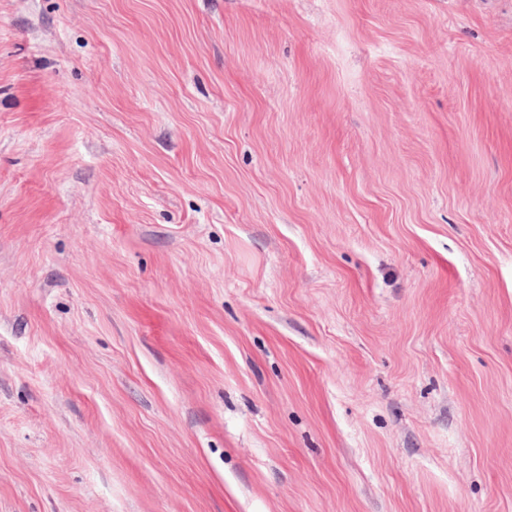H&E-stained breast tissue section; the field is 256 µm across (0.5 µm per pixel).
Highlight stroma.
<instances>
[{
	"mask_svg": "<svg viewBox=\"0 0 512 512\" xmlns=\"http://www.w3.org/2000/svg\"><path fill=\"white\" fill-rule=\"evenodd\" d=\"M0 512H512V0H0Z\"/></svg>",
	"mask_w": 512,
	"mask_h": 512,
	"instance_id": "35a3bbf8",
	"label": "stroma"
}]
</instances>
